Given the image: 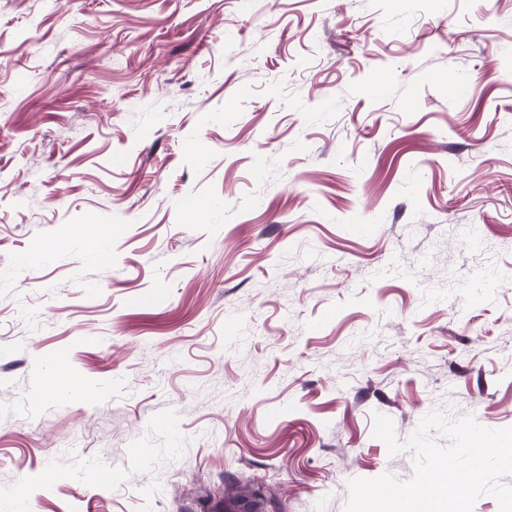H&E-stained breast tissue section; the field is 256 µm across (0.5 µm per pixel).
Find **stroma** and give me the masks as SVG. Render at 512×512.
Here are the masks:
<instances>
[{
	"label": "stroma",
	"mask_w": 512,
	"mask_h": 512,
	"mask_svg": "<svg viewBox=\"0 0 512 512\" xmlns=\"http://www.w3.org/2000/svg\"><path fill=\"white\" fill-rule=\"evenodd\" d=\"M434 410L512 427V0H0V512H345Z\"/></svg>",
	"instance_id": "1"
}]
</instances>
